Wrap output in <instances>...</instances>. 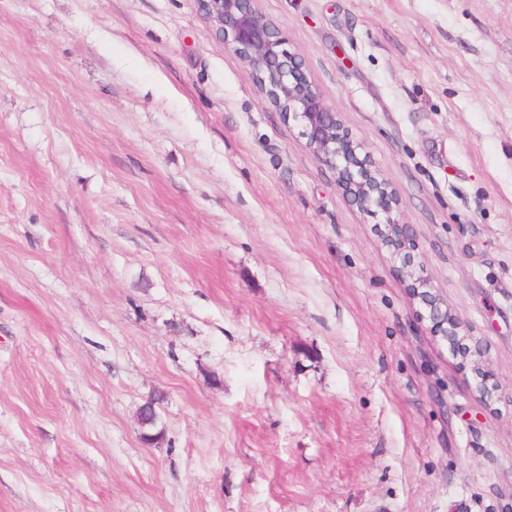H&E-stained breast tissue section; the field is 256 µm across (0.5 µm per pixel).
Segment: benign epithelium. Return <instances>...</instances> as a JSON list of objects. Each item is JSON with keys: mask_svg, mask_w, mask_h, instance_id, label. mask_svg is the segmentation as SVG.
<instances>
[{"mask_svg": "<svg viewBox=\"0 0 512 512\" xmlns=\"http://www.w3.org/2000/svg\"><path fill=\"white\" fill-rule=\"evenodd\" d=\"M215 35L251 68L257 86L269 101L301 128L306 147L336 174L337 185L358 208L383 219L382 241L402 262L412 295L426 313L429 333L449 344L462 365L477 378L480 396L492 394L482 350L467 343L460 324L448 311L415 262L417 245L409 228L394 217L397 199L388 182L373 171L361 155L362 144L344 128L338 113L325 101L307 75L301 57L286 49L277 26L256 7V0H195Z\"/></svg>", "mask_w": 512, "mask_h": 512, "instance_id": "1", "label": "benign epithelium"}]
</instances>
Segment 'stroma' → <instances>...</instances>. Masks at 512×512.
<instances>
[{
    "instance_id": "35a3bbf8",
    "label": "stroma",
    "mask_w": 512,
    "mask_h": 512,
    "mask_svg": "<svg viewBox=\"0 0 512 512\" xmlns=\"http://www.w3.org/2000/svg\"><path fill=\"white\" fill-rule=\"evenodd\" d=\"M257 7L493 398L195 0H0V512H512V0Z\"/></svg>"
}]
</instances>
